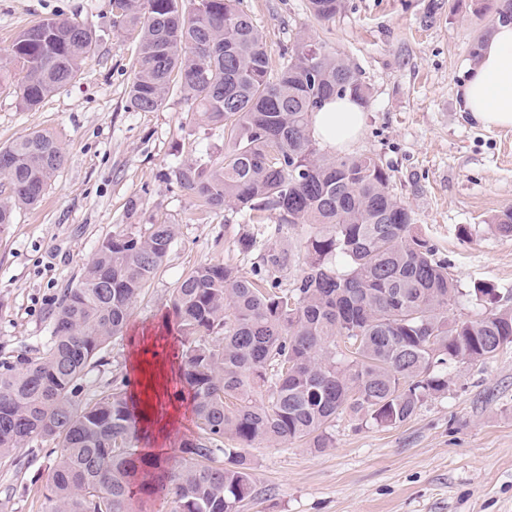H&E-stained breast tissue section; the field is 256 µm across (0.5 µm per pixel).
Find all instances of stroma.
<instances>
[{
	"mask_svg": "<svg viewBox=\"0 0 512 512\" xmlns=\"http://www.w3.org/2000/svg\"><path fill=\"white\" fill-rule=\"evenodd\" d=\"M428 3L344 0L322 24L307 0H240V7L263 32L272 70L305 31L360 72L371 97L350 151L389 167L393 194L448 256L462 292L451 317L473 320L491 305L475 296L476 285L494 286L495 303L512 307V236L490 225L512 207V129L470 121L456 94L472 43L490 31L493 16L473 12L471 0H444L427 23ZM53 15L90 29L97 45L76 78L35 108L19 103L20 72L0 80V147L45 131L65 156L40 201L17 208L13 224L0 229V360L49 336L52 310L105 236L124 224L177 227L122 337L89 371L91 391L131 376L139 336L161 322L191 269L220 261L247 276L258 253H297L307 231H277L272 212L253 225L232 209L208 211L176 184L177 163L221 157L224 131L207 125L180 91L154 112L131 106L138 41L109 0H0V64L24 29ZM461 226L466 236H458ZM245 233L256 234L255 252L235 248ZM448 376L447 393L399 426L365 425L346 412L324 452L300 441L251 449L255 488L241 512H512V345L483 362L457 363ZM55 459L45 443L0 463V512H47Z\"/></svg>",
	"mask_w": 512,
	"mask_h": 512,
	"instance_id": "1",
	"label": "stroma"
}]
</instances>
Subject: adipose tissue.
<instances>
[{
  "mask_svg": "<svg viewBox=\"0 0 512 512\" xmlns=\"http://www.w3.org/2000/svg\"><path fill=\"white\" fill-rule=\"evenodd\" d=\"M463 111L487 128H512V23L496 22L484 37L477 57L465 64V78L457 88ZM364 125L363 108L349 99H335L324 104L311 118V134L319 142L342 149L355 142ZM138 374L133 400L145 414V424L174 425L179 408L163 410V398L177 377L135 352L131 363Z\"/></svg>",
  "mask_w": 512,
  "mask_h": 512,
  "instance_id": "ef3b65f1",
  "label": "adipose tissue"
}]
</instances>
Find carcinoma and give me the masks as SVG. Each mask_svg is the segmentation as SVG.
Instances as JSON below:
<instances>
[{"instance_id": "carcinoma-1", "label": "carcinoma", "mask_w": 512, "mask_h": 512, "mask_svg": "<svg viewBox=\"0 0 512 512\" xmlns=\"http://www.w3.org/2000/svg\"><path fill=\"white\" fill-rule=\"evenodd\" d=\"M140 50L132 106L154 112L179 86L210 125L227 133L219 161H184L181 188L210 211L235 209L254 223L277 213L278 230L307 227L290 288L274 271L285 252L264 253L251 275L230 264L194 267L168 308L181 336L182 378L198 433L173 462L138 447L128 378L86 394L84 378L122 335L132 304L163 266L174 224H125L105 237L78 283L52 313L51 336L14 363L0 364V461L52 442L48 512H134L133 490H167L174 512H240L254 485L247 449L299 440L320 453L336 417L395 427L448 391L458 359L493 358L512 344V309L476 320L449 318L461 292L448 260L413 224L372 154L328 155L310 134L322 103L369 89L338 52L300 36L277 72L263 34L239 0H111ZM343 0H308L330 21ZM512 20V0H475ZM92 31L53 16L23 30L9 63L23 73L26 109L66 87L93 51ZM64 163L47 132L0 148V228L19 205L33 206ZM494 229L512 236V208Z\"/></svg>"}]
</instances>
